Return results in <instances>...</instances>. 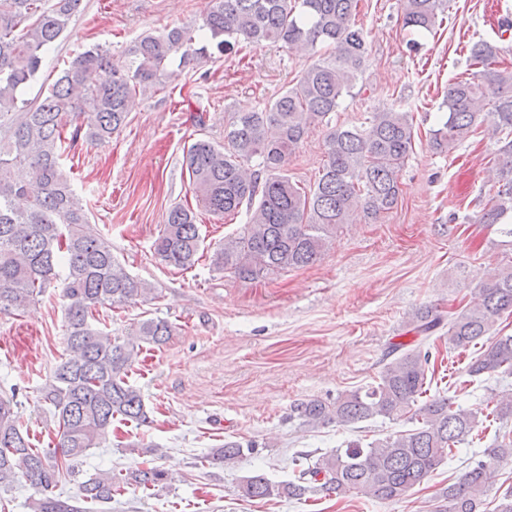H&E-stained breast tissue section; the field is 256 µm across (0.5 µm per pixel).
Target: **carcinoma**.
I'll list each match as a JSON object with an SVG mask.
<instances>
[{
	"label": "carcinoma",
	"mask_w": 512,
	"mask_h": 512,
	"mask_svg": "<svg viewBox=\"0 0 512 512\" xmlns=\"http://www.w3.org/2000/svg\"><path fill=\"white\" fill-rule=\"evenodd\" d=\"M401 6L404 26L428 32L448 8L447 0H402ZM80 7L81 0H55L49 9L43 0H0V312L23 313L58 283L66 300L67 357L43 388L54 407L55 446L33 447L14 395H0V487L19 477L35 486L39 497L28 502L29 512H88L83 504L110 503L127 484L149 490L168 481L157 466L106 470L81 482L75 497L54 493L73 463L107 440L113 420L147 421L143 396L129 374L142 345H161L172 332L164 319L140 322L127 339L96 325L100 308L123 306L154 289L124 270L109 239L90 224L63 168L78 140L110 143L128 123L131 98L168 75L175 56L207 54V47H194L199 35L221 54L242 42H270L316 56L263 109L229 113L224 144L201 136L184 153L198 205L218 218L246 216L239 234L211 259L216 270L246 282L313 265L343 225L376 223L396 209L399 172L415 137L410 113L395 108L349 125L331 124L330 114L351 93L367 60L365 35L355 22L358 0H213L202 25L143 34L121 62L107 49L87 50L41 86L35 99L22 98L38 80L45 51ZM470 61L479 71L448 85L447 112L432 131L431 147L449 153L490 118L501 135L493 157L498 189L477 221L501 224V233L512 238V69L498 67V47L484 41L471 47ZM316 124L326 128V159L307 188L288 175V164ZM203 249L197 213L173 206L154 242L155 257L188 270ZM505 314L512 315V260L494 268L472 300L450 315L429 306L416 310L407 332L430 335L446 327L448 349L480 346L466 365L468 376L512 374V335H492ZM388 356L376 383L334 400L298 402L292 416L308 426L405 416L419 426L365 446L350 442L314 461L298 457L293 481L247 476L241 496L392 501L423 484L479 421L448 397L427 395L430 352H403L396 345ZM489 404L485 418H512V396L493 393ZM254 451L251 442L228 440L206 461L230 465ZM484 455L439 492L434 512H483L492 466L512 460V442Z\"/></svg>",
	"instance_id": "obj_1"
}]
</instances>
